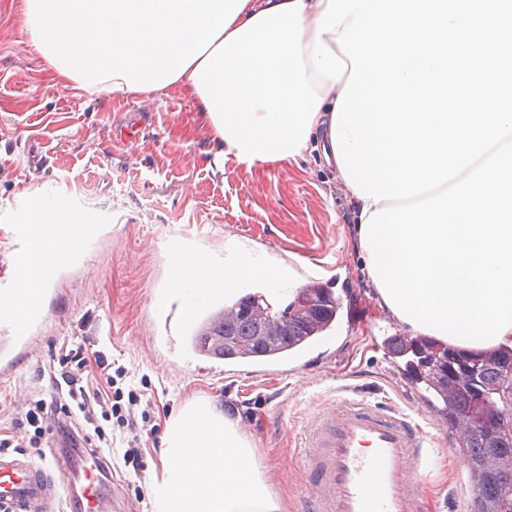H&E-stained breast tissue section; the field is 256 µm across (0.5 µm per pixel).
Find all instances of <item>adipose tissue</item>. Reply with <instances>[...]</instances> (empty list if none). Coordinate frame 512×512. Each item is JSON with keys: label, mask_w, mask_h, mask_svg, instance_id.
I'll list each match as a JSON object with an SVG mask.
<instances>
[{"label": "adipose tissue", "mask_w": 512, "mask_h": 512, "mask_svg": "<svg viewBox=\"0 0 512 512\" xmlns=\"http://www.w3.org/2000/svg\"><path fill=\"white\" fill-rule=\"evenodd\" d=\"M286 0H23L32 43L57 83L113 98L162 99L169 90L195 93L192 74L229 34ZM343 82L320 81L323 103L310 129L325 164L336 168L331 130ZM46 263L66 266L82 242V222L42 197L30 210ZM223 264L182 248L169 281L189 304L255 285L275 287L291 267L247 244L225 243ZM162 467L149 494L155 512H282L269 476L237 423L206 400L168 422Z\"/></svg>", "instance_id": "ef3b65f1"}]
</instances>
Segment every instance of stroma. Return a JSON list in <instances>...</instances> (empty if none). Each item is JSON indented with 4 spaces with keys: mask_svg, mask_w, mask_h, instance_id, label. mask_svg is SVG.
<instances>
[{
    "mask_svg": "<svg viewBox=\"0 0 512 512\" xmlns=\"http://www.w3.org/2000/svg\"><path fill=\"white\" fill-rule=\"evenodd\" d=\"M193 98L173 92L163 104L93 96L62 87L31 45L21 0H0V230L28 221L32 201L59 196L95 225L76 259L46 294L45 319L14 370L0 376V434L35 402H51L53 359L63 345L88 343L124 373L120 404L136 394L143 472L124 467L113 427L112 471L133 512H155L149 484L161 468L169 419L210 400L247 421V436L272 489L296 512L305 488L299 443L314 413L341 387L388 397L413 412L433 436L419 486L429 512H470L468 476L440 429L437 400L415 383L388 347L402 335L382 309L364 265L350 203L319 151L299 165L247 167L232 155L212 162L215 144ZM251 242L296 269L321 268L340 302L326 343L279 359L230 362L196 355L179 329L160 326L170 279L167 250L179 240L224 259V241Z\"/></svg>",
    "mask_w": 512,
    "mask_h": 512,
    "instance_id": "obj_1",
    "label": "stroma"
}]
</instances>
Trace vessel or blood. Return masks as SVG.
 <instances>
[{"instance_id":"b4317fda","label":"vessel or blood","mask_w":512,"mask_h":512,"mask_svg":"<svg viewBox=\"0 0 512 512\" xmlns=\"http://www.w3.org/2000/svg\"><path fill=\"white\" fill-rule=\"evenodd\" d=\"M15 241L0 289V374L11 372L17 348L43 320L19 278L36 261L37 237L29 224H13ZM429 440L421 425L388 399L334 398L307 429L306 491L298 512H425L415 477ZM62 484L29 460L0 455V505L14 512H40L64 498L67 512H123L122 481L105 477L102 456L90 445L59 450Z\"/></svg>"}]
</instances>
